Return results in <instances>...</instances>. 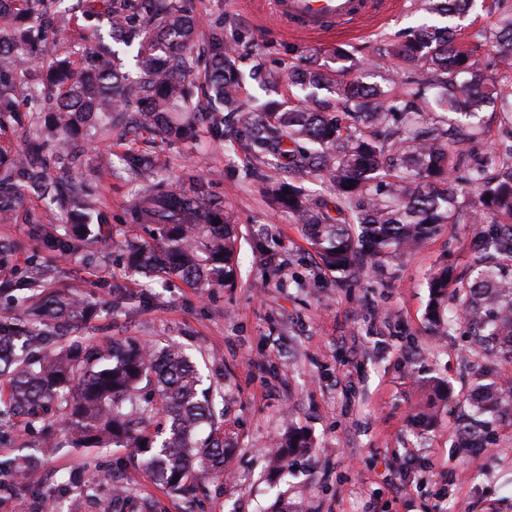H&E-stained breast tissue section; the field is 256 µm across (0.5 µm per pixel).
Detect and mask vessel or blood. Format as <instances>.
<instances>
[{
    "label": "vessel or blood",
    "instance_id": "1",
    "mask_svg": "<svg viewBox=\"0 0 512 512\" xmlns=\"http://www.w3.org/2000/svg\"><path fill=\"white\" fill-rule=\"evenodd\" d=\"M274 19L289 33L318 37L354 29L391 13L393 0H272Z\"/></svg>",
    "mask_w": 512,
    "mask_h": 512
}]
</instances>
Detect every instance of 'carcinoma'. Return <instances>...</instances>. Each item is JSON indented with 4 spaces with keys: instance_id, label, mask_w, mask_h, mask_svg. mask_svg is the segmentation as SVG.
I'll return each instance as SVG.
<instances>
[{
    "instance_id": "carcinoma-1",
    "label": "carcinoma",
    "mask_w": 512,
    "mask_h": 512,
    "mask_svg": "<svg viewBox=\"0 0 512 512\" xmlns=\"http://www.w3.org/2000/svg\"><path fill=\"white\" fill-rule=\"evenodd\" d=\"M434 20L401 33L385 48L405 75L374 81L371 68L341 46L331 50L333 67L319 57L291 69L288 80L300 91L295 99L261 103L243 96L246 79L276 82L265 59L253 56L249 72L239 68L233 45L211 35L204 93L212 106L232 118L222 136L232 133L244 156L274 165L288 180L266 184L278 208L309 233L325 267L337 271L383 267L410 256L423 240L446 224H487L471 239L479 256L493 261L458 286L456 311L474 336H500L512 353V279L501 267L512 262V143L502 144L487 160L508 170L497 182L472 172L479 185L476 200H458L453 172L464 138L481 133V114L489 109L512 124V84L487 73L471 60L458 38L456 20L474 0H425ZM41 0H0V56L15 64L33 55L31 34L19 25L39 13ZM154 0H105L111 39L126 47L137 41L133 70L125 69L122 49L90 51L84 62L54 60L49 83L54 91L50 120L42 139L12 160L0 177V190L22 193L36 187L51 201L56 186L45 179L43 154L108 118L119 120L133 107L142 126L161 138H189L194 127L170 113L193 112L196 105L186 77L193 69L195 22L176 0L167 3L164 20L151 24ZM472 37L485 42L497 64L512 70V4ZM16 111L13 77L0 69V116ZM317 178L329 184V196L306 193ZM135 221L154 226L157 243L126 245L130 270L164 279L178 276L196 288H233L237 282L234 225L198 184L188 190L158 191L141 198ZM43 238L50 251L72 250L94 238L91 217L64 225L60 236ZM444 265L427 280L428 319L437 332H448V284ZM27 277L0 287L15 303L28 300ZM95 305L61 294H48L26 308L23 321L0 322V441L9 426L22 424L39 438L27 455L0 458V473L26 475L41 459L68 448H124L128 461L148 471L173 494L192 495L199 483L227 473L233 448L217 412L215 394L202 387L196 364L178 344L144 345L111 340L99 345L66 340L69 330L94 315ZM512 411V394L497 385L484 387L478 412L494 416ZM313 448L296 428L276 444L274 474L285 463Z\"/></svg>"
}]
</instances>
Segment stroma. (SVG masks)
<instances>
[{
	"mask_svg": "<svg viewBox=\"0 0 512 512\" xmlns=\"http://www.w3.org/2000/svg\"><path fill=\"white\" fill-rule=\"evenodd\" d=\"M179 2L197 23L194 54H204L216 30L236 47L241 69L262 49L268 67L281 75V95L288 94L285 76L302 53L324 55L338 43L355 58L396 69L382 49L425 17L420 0H403L363 34L313 40L278 27L257 0ZM90 39L82 14L64 13L44 58L18 75L19 87L42 85L50 59L80 60ZM18 102L16 116L0 120L5 161L39 134L49 106L42 97L22 95ZM483 121L484 140L464 146L454 172L458 185H466L512 130L494 112ZM223 123L220 112L200 116L192 144L163 141L132 124L98 131L85 147L80 176L92 187L88 207L116 241L145 239L133 219L144 193L204 185L233 215L240 246L236 288L202 290L177 277L130 273L116 247L91 260L81 249L47 252L32 237V225L60 230L71 208L30 191L7 200L10 217L0 221V241L15 245L0 259V280L50 258L48 288L99 306L76 335L99 344L123 337L180 343L224 397V426L235 448L229 476L206 480L190 503L139 472L129 484L130 512H268L277 501L291 512H512V416L487 422L471 406L479 379L512 384V358L491 344L472 345L456 315H449L444 336L434 335L427 320L430 274L446 265L460 277L477 264L474 225H447L377 275L327 270L302 226L270 205L263 187L272 170L247 163L230 141L212 140L210 127ZM143 154L155 158V167L132 171L131 159ZM117 282L126 296L116 313ZM290 426L308 432L314 447L291 462L288 474L270 477L269 457ZM125 454L122 448H64L26 481L60 512H100L113 485L127 484L116 464ZM73 470L89 480L86 494L58 497L60 481Z\"/></svg>",
	"mask_w": 512,
	"mask_h": 512,
	"instance_id": "obj_1",
	"label": "stroma"
}]
</instances>
